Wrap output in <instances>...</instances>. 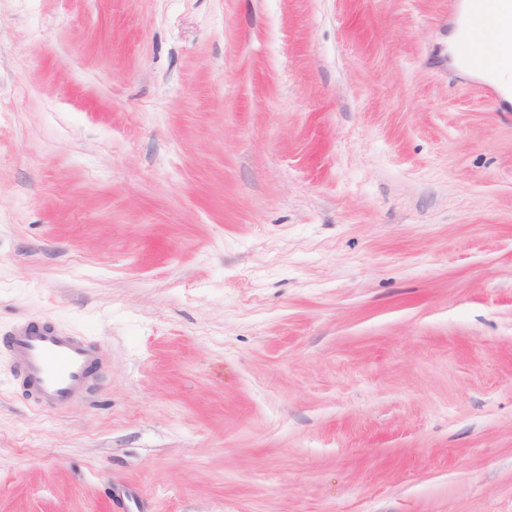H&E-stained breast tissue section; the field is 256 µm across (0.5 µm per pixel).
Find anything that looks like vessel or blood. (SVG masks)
Masks as SVG:
<instances>
[{
	"label": "vessel or blood",
	"mask_w": 512,
	"mask_h": 512,
	"mask_svg": "<svg viewBox=\"0 0 512 512\" xmlns=\"http://www.w3.org/2000/svg\"><path fill=\"white\" fill-rule=\"evenodd\" d=\"M468 2L470 40L481 49L474 64L483 68L501 65V58L487 48L512 40V0ZM4 344L35 401L50 407L67 406L84 394L101 364L90 342L51 328L17 325Z\"/></svg>",
	"instance_id": "vessel-or-blood-1"
}]
</instances>
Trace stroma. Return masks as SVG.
<instances>
[{"mask_svg": "<svg viewBox=\"0 0 512 512\" xmlns=\"http://www.w3.org/2000/svg\"><path fill=\"white\" fill-rule=\"evenodd\" d=\"M449 0H0V512H512V102ZM4 345L35 401L50 407H65L84 394L101 365L90 342L51 328L19 324Z\"/></svg>", "mask_w": 512, "mask_h": 512, "instance_id": "35a3bbf8", "label": "stroma"}]
</instances>
